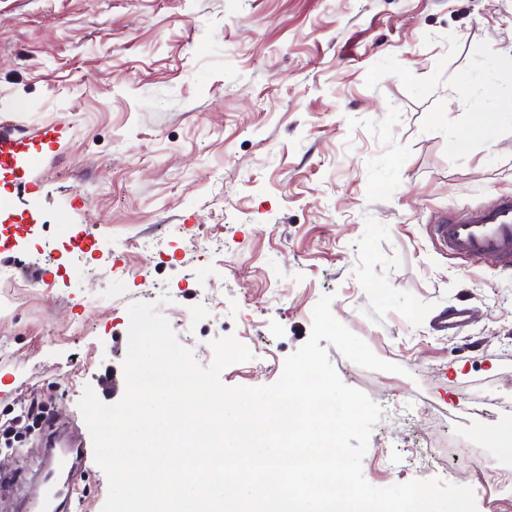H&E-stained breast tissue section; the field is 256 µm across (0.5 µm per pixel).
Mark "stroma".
<instances>
[{
    "instance_id": "35a3bbf8",
    "label": "stroma",
    "mask_w": 512,
    "mask_h": 512,
    "mask_svg": "<svg viewBox=\"0 0 512 512\" xmlns=\"http://www.w3.org/2000/svg\"><path fill=\"white\" fill-rule=\"evenodd\" d=\"M502 92L488 98L486 87ZM512 0H0V135L63 129L0 178V425L37 398L50 421L0 443V512L91 436L85 387L124 393L128 308L151 302L201 365L235 336L229 387L266 386L309 338L322 295L401 373L335 347L382 409L362 461L378 488L444 478L494 512L473 453L512 424V271L450 256L445 212L512 193ZM465 305L470 324L435 328ZM84 512L108 480L77 472Z\"/></svg>"
}]
</instances>
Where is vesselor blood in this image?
<instances>
[{"instance_id": "vessel-or-blood-1", "label": "vessel or blood", "mask_w": 512, "mask_h": 512, "mask_svg": "<svg viewBox=\"0 0 512 512\" xmlns=\"http://www.w3.org/2000/svg\"><path fill=\"white\" fill-rule=\"evenodd\" d=\"M61 130L47 126L33 137H0V170L35 164L45 144L56 142ZM432 231L449 253L471 259L491 258L512 268V195L495 204L439 217Z\"/></svg>"}]
</instances>
